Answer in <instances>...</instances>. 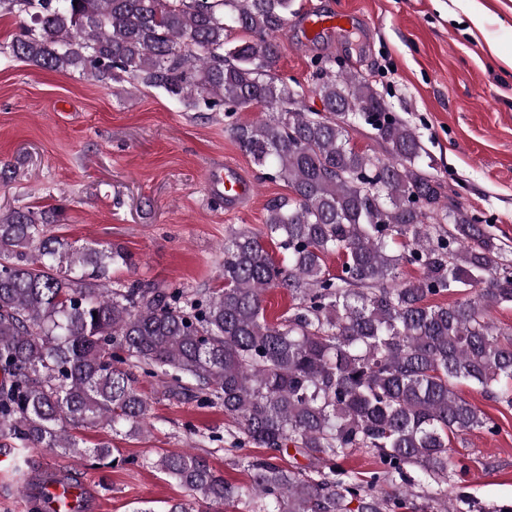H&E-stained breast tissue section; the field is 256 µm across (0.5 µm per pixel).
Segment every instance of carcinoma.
Instances as JSON below:
<instances>
[{
	"label": "carcinoma",
	"mask_w": 512,
	"mask_h": 512,
	"mask_svg": "<svg viewBox=\"0 0 512 512\" xmlns=\"http://www.w3.org/2000/svg\"><path fill=\"white\" fill-rule=\"evenodd\" d=\"M294 13L295 0H0V15L19 19L0 58L222 112L239 150L289 191L266 204L262 232L225 238L224 285L193 292L114 286L112 266L134 265L120 246L77 249L50 234L44 212H0V440L22 459L28 512L53 508L33 491L32 448L138 464L71 431H147L140 375L169 400L223 406L241 443L322 462L252 460L244 490L201 456L160 452L147 464L188 492L166 512L244 496L247 512H449L429 491L415 503L416 490L448 484L450 436L499 431L457 384L512 408V329L491 317L512 305V257L483 216L448 196L416 131L366 76L314 60L313 110L275 73ZM250 107L270 115L240 121ZM359 125L384 154L350 144ZM406 265L419 277H401ZM270 288L292 301L272 321ZM457 291L468 295L430 303ZM356 449L380 462L363 481L337 463ZM387 482L398 498L377 494Z\"/></svg>",
	"instance_id": "1"
}]
</instances>
